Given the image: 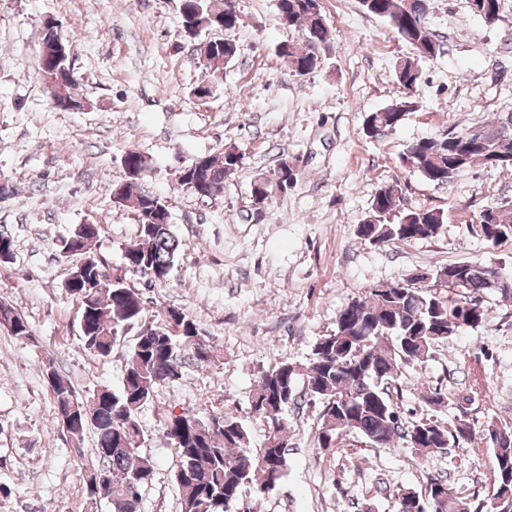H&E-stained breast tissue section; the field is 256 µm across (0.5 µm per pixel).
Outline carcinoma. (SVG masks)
Wrapping results in <instances>:
<instances>
[{
	"label": "carcinoma",
	"mask_w": 512,
	"mask_h": 512,
	"mask_svg": "<svg viewBox=\"0 0 512 512\" xmlns=\"http://www.w3.org/2000/svg\"><path fill=\"white\" fill-rule=\"evenodd\" d=\"M225 0H180L179 12L186 36L195 38L220 25V10ZM428 0H360L363 10L381 19L396 37L408 45L410 55L395 66L400 87L411 89L422 79L420 62L437 55L440 43L427 25ZM277 15L288 18V27L296 29L299 41L284 42L277 55L300 76L321 66L332 53L328 24L320 0H276ZM62 60L39 57V72L52 88L53 103L62 110L84 107L80 99L58 90L76 83L70 66V44L64 42ZM238 46L232 40L213 43L200 49L202 62L218 65L234 58ZM415 102L400 98L386 108L365 116L362 130L369 138L381 129L400 125ZM507 123L504 115L478 128L488 132L483 143L468 151L467 163L455 161L456 143L465 130L452 131L438 138H425L409 144L404 161L426 180L448 184L476 163L493 165V158L512 155V129L507 136L498 132ZM242 155L226 148L219 157L206 158L202 177L209 195L224 193L226 178L241 165ZM295 170L282 157L268 175L261 177L272 195L296 181ZM398 186L379 189L371 202L365 222L358 225V236L375 245L392 241H416L435 237L443 225V213L435 209L398 210L395 195ZM125 200L137 215L138 235L124 252L127 270L151 282L164 283L178 263L181 241L172 224H156L154 215L163 203L126 183ZM481 236L499 244L512 240V203H502L480 212L477 218ZM94 236L79 225L63 241L65 257L84 259L92 264L80 275L82 294H71L80 310L79 328L84 346L98 357H107L138 325L140 332L130 347L122 386L118 390L101 387L86 395L85 417L68 427L75 438L83 439L88 430L95 434L96 466L108 471L110 482L105 499L112 512H139L140 490L152 482L155 462L140 453L145 441L139 423L140 409L152 400L156 390L182 378L187 354L198 363L213 358L209 344L196 323L181 309L165 310L160 320L150 323L140 293L127 287L122 278L110 277L100 261L91 254ZM493 267L461 260L430 271L433 283L416 285L410 277L404 283L380 285L362 298L351 300L340 311L334 332L315 344L303 391H298L295 367L283 361L260 376L251 406L269 425L266 444L258 451L250 448L247 427L236 417L213 416L207 420L191 412L170 413L163 433L177 460L175 486L181 512H232L243 490L258 496L273 492L284 477L288 439L281 436L279 421L286 409L308 397L321 404L318 447L330 449L348 434H357L374 445L393 448L402 445L421 459L444 454L471 437L465 420L470 396L452 397L441 387H428L420 393V402L437 408L448 402L457 405L459 415L449 427L434 417L407 420L400 416L391 394V386L400 367L429 357L433 347L452 338L463 328L476 329L486 322L488 309L483 295L491 291ZM460 273L467 286L459 293L442 279ZM11 317L9 332L21 339L31 337L28 323L9 305L0 303V316ZM46 382L55 415L75 397L71 384L48 362ZM491 439L496 489L491 497L476 504L467 503V512H512V424H495L486 433ZM448 489L447 480L433 478L424 491L401 489L395 495L396 512H421L417 505L428 500L426 512H456L457 499L438 498L437 490Z\"/></svg>",
	"instance_id": "cac0c4a2"
}]
</instances>
